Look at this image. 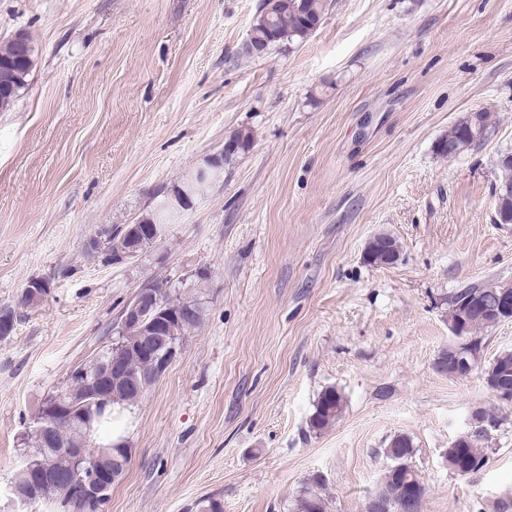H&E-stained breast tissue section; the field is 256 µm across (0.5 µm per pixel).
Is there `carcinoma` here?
I'll return each instance as SVG.
<instances>
[{
	"label": "carcinoma",
	"mask_w": 512,
	"mask_h": 512,
	"mask_svg": "<svg viewBox=\"0 0 512 512\" xmlns=\"http://www.w3.org/2000/svg\"><path fill=\"white\" fill-rule=\"evenodd\" d=\"M328 0H262L259 17L253 24L249 36L257 40H266L275 44L285 39L302 43L314 34L320 27ZM29 57L19 56L16 44L9 38L0 42V73L12 75L10 81L14 85L13 94L5 101H0V112L10 110L20 92L27 83L36 52L33 40H28ZM493 125L490 114L486 111L469 112L465 117L448 127V132L441 135L435 144V150L443 158H456L478 146L488 139ZM498 182L495 184V216L502 224H512V201L501 197L503 189H512V153L503 154L498 160ZM167 200L162 197L153 207L141 216L145 224H158L172 220L171 214L161 208ZM389 248L400 253L398 242L390 235L381 234L368 243L365 258L373 265L380 264V254L383 248ZM206 278L201 277L193 292L184 294L180 291L164 287V283L155 280L153 285L165 306L173 311L186 302L196 306V311L186 317L181 328L182 337H187L198 328L205 313ZM512 292V284L501 282H484L470 284L458 289L448 299V322L456 323L459 312L468 310V317L462 323V330L467 341L473 345L471 353H483L484 335L493 328L490 320L503 290ZM123 339L129 347L117 352V361L122 371V378L112 387V398L101 406L84 403V375H92L100 369V364L112 359V346L80 364V373L71 372L65 389L74 396L66 412L55 417L56 426L53 439L59 446L69 447L81 441L93 448L102 456L124 461V468L111 470L117 478H122L125 467L129 466L130 458L126 455L124 443L101 442L95 434L94 423H100L111 415L116 405L131 407L138 404L149 389L156 384L154 377V360L142 354L135 346L136 329L132 328L123 334ZM436 370L450 377L458 378L464 375V370L458 368L454 360L448 358L447 350H442L435 362ZM497 370L495 378L503 388H512V351L498 353L494 364ZM344 409L343 397L334 387L323 389L314 404V410L307 421L308 432L320 434L331 428L341 416ZM512 408L502 405L498 400L479 407L481 417L494 429L506 418ZM487 435L468 429L455 437L448 446V469L460 476H467L482 469L488 460L483 442ZM33 448L28 462L13 478L12 485L19 493L27 490L28 468L39 463H46L49 469H66L69 461L57 457L48 448L45 441L36 435H31ZM385 455L396 458L402 464V469H387L380 482L379 491L373 499L380 500L393 497L398 501L406 498L411 500L409 509L420 512L421 502L425 495V487L420 477L410 465L414 448L412 440L406 435L394 436L387 447ZM58 500L67 507V512H101L104 501L94 504L85 500V492L77 485H71L50 498L42 497L40 501ZM330 497L326 483L317 481V477L308 479L298 491L293 512H329Z\"/></svg>",
	"instance_id": "carcinoma-1"
}]
</instances>
